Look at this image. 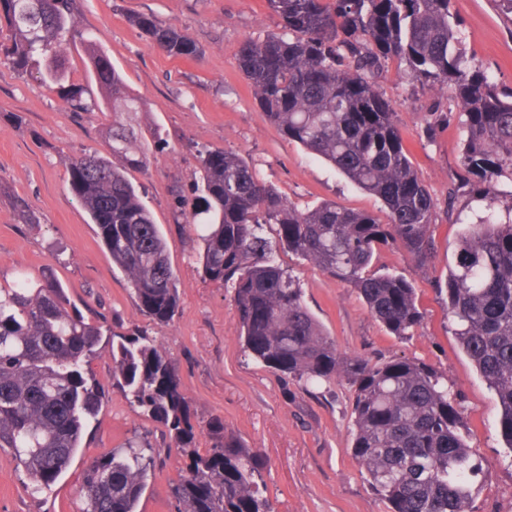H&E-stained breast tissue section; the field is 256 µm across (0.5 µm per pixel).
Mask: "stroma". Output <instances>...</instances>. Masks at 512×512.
<instances>
[{"mask_svg": "<svg viewBox=\"0 0 512 512\" xmlns=\"http://www.w3.org/2000/svg\"><path fill=\"white\" fill-rule=\"evenodd\" d=\"M81 29L123 75L129 91L147 104L134 130L150 145L145 168L129 169L143 204L167 243L178 279L180 308L159 325L143 315L125 275L112 264L95 225L70 189L66 156L87 150L111 156L109 118L70 111L35 76L0 63V284L17 271L51 274L86 320L107 319L115 331L147 333L178 369L197 426L196 448L209 446L204 430L223 418L263 463L266 495L274 512H385L366 474L350 452L352 392L346 381L303 386L256 363L239 339L234 293L205 282L176 193L192 197L195 151L223 148L241 154L266 183L299 207L333 200L380 213L381 203L300 145L286 140L257 106L238 67L245 41L279 31L266 0H76ZM453 11L474 62L500 91L512 93V17L497 0H453ZM152 15L187 34L201 57H173L158 48L130 19ZM381 90L397 113L409 156L436 202L435 257L421 269L384 247L374 269L400 275L417 290L425 312L414 336H392L369 313L353 288L312 269L298 256L278 251L279 264L294 275L310 311L340 352L374 361L407 356L448 376L466 423L471 454L488 477L473 495L472 512H512V450L501 436L499 410L485 382L461 350L448 318L446 281L463 229L460 211L479 209L470 189L456 201L448 190L462 172L463 130L444 121L425 134L428 112L453 106L447 88L424 85L392 61ZM114 165L121 157L111 156ZM29 201L40 218L19 223L12 197ZM91 369L106 398L84 433L83 446L63 478L38 496L9 451L0 450V512H81L83 463L147 437L159 452L140 512H175L171 487L186 465L170 447L165 427L143 415L112 383V361L94 358Z\"/></svg>", "mask_w": 512, "mask_h": 512, "instance_id": "35a3bbf8", "label": "stroma"}]
</instances>
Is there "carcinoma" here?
<instances>
[{
	"label": "carcinoma",
	"mask_w": 512,
	"mask_h": 512,
	"mask_svg": "<svg viewBox=\"0 0 512 512\" xmlns=\"http://www.w3.org/2000/svg\"><path fill=\"white\" fill-rule=\"evenodd\" d=\"M26 19L0 0L4 63L37 71L41 83L75 112L147 111L107 54L76 21L75 0H37ZM452 0H267L281 31L248 41L238 65L266 120L282 136L324 159L382 203L376 215L324 201L301 210L261 181L238 153L198 151L197 202L185 215L204 280L234 289L239 337L266 367L306 386L341 379L353 390L351 452L389 512H470L475 482L487 478L465 441L466 425L445 376L406 356L373 362L343 354L305 305L294 277L276 262L286 250L356 290L394 336L424 320L405 278L369 270L382 246L416 265L432 259L436 203L404 145L397 115L380 85L397 59L411 78L453 87L462 118L461 163L487 201L465 226L445 282L448 315L461 349L496 396L500 428L512 449V203L498 206V180L512 176V94L476 67L463 44ZM132 25L173 57L201 49L178 29L139 15ZM83 45L105 94L68 77V46ZM112 127V153L68 158L69 184L131 285L144 315L170 322L179 309L166 242L126 169L146 164L147 149L123 122ZM274 226V239L261 234ZM64 288L21 272L0 285V448L11 451L34 496L54 485L82 447L105 388L90 361L112 359V384L163 423L188 458L172 487L176 512H273L256 452L221 418L205 428L209 448L194 446L190 400L165 350L146 333L115 331L75 310ZM156 450L128 442L83 470L81 512H140Z\"/></svg>",
	"instance_id": "carcinoma-1"
}]
</instances>
